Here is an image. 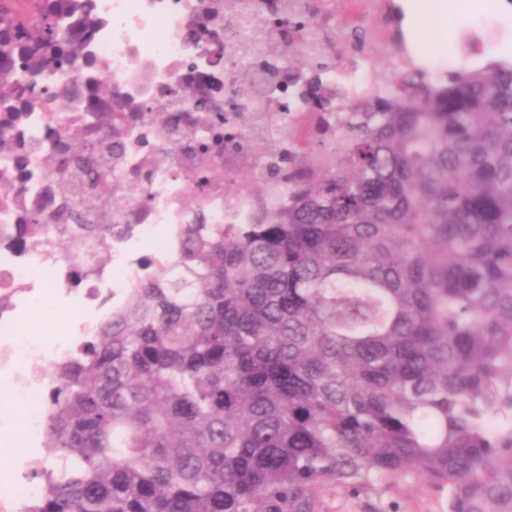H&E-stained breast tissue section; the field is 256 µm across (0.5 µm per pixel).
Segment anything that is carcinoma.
<instances>
[{
    "label": "carcinoma",
    "instance_id": "1",
    "mask_svg": "<svg viewBox=\"0 0 512 512\" xmlns=\"http://www.w3.org/2000/svg\"><path fill=\"white\" fill-rule=\"evenodd\" d=\"M255 31L329 69L308 0ZM96 0H0V113L80 79ZM264 61L240 64L254 85ZM336 114L326 160L299 149L246 224H176L174 246L53 366L40 494L14 512H313L316 488L380 492L408 476L446 512H512V60L434 78L410 66ZM59 169L105 172L65 131ZM278 149L267 131L254 140ZM40 216L18 238L47 239ZM110 224H72L65 259L103 263Z\"/></svg>",
    "mask_w": 512,
    "mask_h": 512
}]
</instances>
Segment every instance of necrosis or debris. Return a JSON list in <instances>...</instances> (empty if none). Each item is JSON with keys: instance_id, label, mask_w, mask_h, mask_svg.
<instances>
[{"instance_id": "1", "label": "necrosis or debris", "mask_w": 512, "mask_h": 512, "mask_svg": "<svg viewBox=\"0 0 512 512\" xmlns=\"http://www.w3.org/2000/svg\"><path fill=\"white\" fill-rule=\"evenodd\" d=\"M103 24L89 48L101 70L111 103L64 92L22 113L0 143V369L14 373L13 394L35 442L47 396L31 356L57 361L73 340L43 346L28 336L27 310L58 293L70 298L72 320L83 324L88 307L110 311L141 273L136 244L153 240L173 224H243L256 199L233 188L234 176L249 172L262 181L265 159L251 136L258 111L285 113L311 133L317 107L308 75L279 63V77L264 94L245 88L238 63L259 48L224 0H97ZM83 130L92 144L110 140L108 180L122 201L112 210L110 259L71 286V265L56 245L20 243L13 225L29 216H52L65 205L54 159L61 131Z\"/></svg>"}]
</instances>
